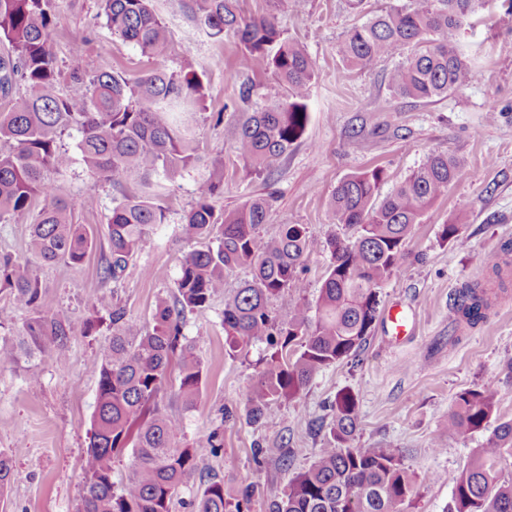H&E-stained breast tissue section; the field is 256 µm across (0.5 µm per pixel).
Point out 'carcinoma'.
<instances>
[{
    "instance_id": "obj_1",
    "label": "carcinoma",
    "mask_w": 512,
    "mask_h": 512,
    "mask_svg": "<svg viewBox=\"0 0 512 512\" xmlns=\"http://www.w3.org/2000/svg\"><path fill=\"white\" fill-rule=\"evenodd\" d=\"M112 33L135 44L148 57L163 55L168 32L150 0H101ZM486 0H408L351 29L337 53L350 66L365 69L404 48L411 52L390 72L398 95L430 101L463 87L471 74L470 54L461 36ZM188 8L211 37L236 36L240 63L263 71L287 94L264 107L253 102L256 86L239 89L242 116L234 132L237 154L248 174L262 176L288 153L310 121L308 90L315 71L308 54L291 41L274 16L245 19L238 0H188ZM53 0H0V39L11 53L0 56V95L10 98L0 111V220L30 226L32 251L48 263L80 266L95 246L74 223V205L60 196L47 173L68 169L72 156L57 141L63 132L80 134L77 149L85 171L120 185L145 183L162 171L168 178L199 162L194 126L207 96L205 74L184 68L151 70L131 83L112 72L85 78L80 48L69 61L72 78L85 84L74 97L58 93L61 70L50 45ZM462 174L446 153L432 152L385 196L377 167L341 180L331 195L336 223L356 237L326 241L330 262L316 305L303 298L274 312L282 292L303 288L298 273L308 251L302 224H284L278 238L266 240L261 225L270 222L272 200L257 197L216 213L211 200L224 193V171L215 170L197 187V200L185 218L183 234L201 248L190 251L171 295L156 299L152 322L142 326L123 307L102 295L83 323L88 335L106 331L99 361L90 443L83 459V489L78 512H171L178 489L197 469L200 456L216 454L223 441L211 432L191 448L177 445L180 424L161 406L172 365L179 370L178 394L190 410L200 394L204 370L182 335L185 311L206 307L224 292L225 278L247 268L251 279L224 302V349L228 355L263 345L265 368L248 392V419L258 423L271 406L296 397L323 367L350 358L363 346L380 311L379 289L398 271L405 245L424 213ZM39 198L43 206L32 212ZM159 193L144 190L124 196L107 224L108 256L102 278L116 279L130 257L149 240V226L161 224L165 209ZM485 265L505 287L512 270V244L488 256ZM0 285L13 306L33 312L21 334L0 340V365L62 350L71 323L44 301L28 263L0 255ZM494 293L476 283L459 292L455 312L471 327L487 319ZM496 390L464 391L448 412V431L464 434L491 418ZM330 435L337 446L289 484L270 512H404L415 481L397 448H352L358 427L355 397L340 392ZM131 448L134 464L120 491L112 481L116 456ZM512 455V420L499 423L486 446L455 480L448 512H512V479L498 466ZM10 458L0 454V497L11 483ZM224 484L210 483L193 512H227Z\"/></svg>"
}]
</instances>
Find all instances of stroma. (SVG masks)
Segmentation results:
<instances>
[{
    "label": "stroma",
    "mask_w": 512,
    "mask_h": 512,
    "mask_svg": "<svg viewBox=\"0 0 512 512\" xmlns=\"http://www.w3.org/2000/svg\"><path fill=\"white\" fill-rule=\"evenodd\" d=\"M404 2L363 0L354 9L349 0H305L299 8L293 0H282L275 10L270 0H241L245 16L275 14L315 70L304 135L273 162L269 174L251 178L231 136L240 117L239 88L247 80L256 84L261 106L281 98L284 90L270 75L241 68L237 38H212L185 0H153L170 45L165 57L150 58L112 34L99 0H54L50 38L59 66H67L77 46L90 75L114 71L133 80L154 68L188 66L205 72L208 97L196 130L201 161L169 186L161 199L165 222L151 226L149 247L130 259L119 280L99 276L107 223L123 195L139 191L138 182L115 186L89 176L79 163L55 175L63 197L74 205L75 222L97 242L79 267L42 262L30 249L29 225L0 221V254L29 262L46 301L72 326L61 352L0 366V452L13 466L11 485L0 498L5 512H77L81 462L96 404L94 367L103 341L85 335L83 321L95 298L108 295L139 324L151 322L157 296L173 292L183 257L193 248L183 237L182 223L196 202L199 181L213 166L224 168V193L214 200L216 210L265 197L273 201V216L262 228L264 237L277 236L284 224L306 226L309 250L299 276L302 295L312 303L329 259L326 240L352 235L337 224L330 205L336 185L378 167L384 171L381 190L389 192L433 151L456 158L463 175L416 225L407 257L380 290L382 307L397 303L413 311L409 336L392 343L382 322H375L355 358L321 369L296 399L274 406L262 424H250L246 393L266 351L256 346L235 357L224 351V298L250 276L240 269L225 281L223 294L183 318V333L206 371L195 408L185 409L172 387L163 406L182 423L180 445L194 444L214 430L223 439L219 454L205 455L179 489L171 512H191L205 487L219 480L241 512H269L321 449L333 447L330 404L341 391L351 392L358 405L352 447L401 450L416 481L406 512H447L456 477L485 446L493 425L512 419V281L498 291L485 323L472 328L451 315L466 285L495 289L484 258L512 241V28L498 23L512 9V0H490L468 28L464 40L472 74L467 85L429 103L390 90L388 75L398 57L353 70L336 54L348 29ZM452 218L462 227L464 245L441 237ZM487 385L497 391L489 426L449 433L448 412L457 395ZM248 485L253 493L245 502L240 491Z\"/></svg>",
    "instance_id": "1"
}]
</instances>
